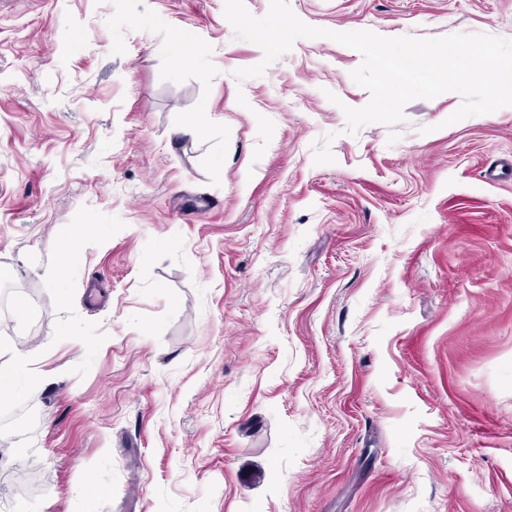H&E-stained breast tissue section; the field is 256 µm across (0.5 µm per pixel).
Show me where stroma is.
<instances>
[{
  "instance_id": "stroma-1",
  "label": "stroma",
  "mask_w": 512,
  "mask_h": 512,
  "mask_svg": "<svg viewBox=\"0 0 512 512\" xmlns=\"http://www.w3.org/2000/svg\"><path fill=\"white\" fill-rule=\"evenodd\" d=\"M224 5L0 0V364L41 377L0 395V512H512V106L348 134L360 54L238 80ZM290 5L512 38V0Z\"/></svg>"
}]
</instances>
